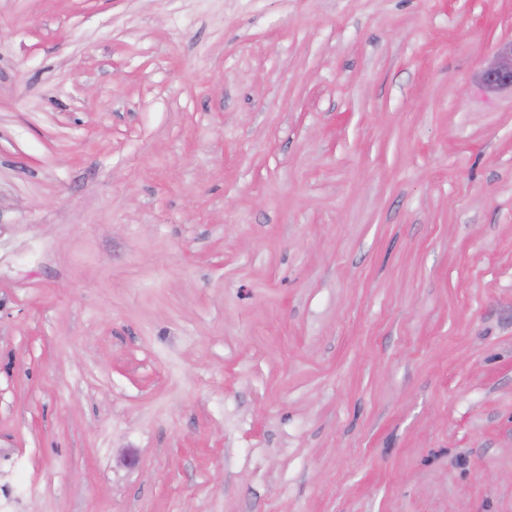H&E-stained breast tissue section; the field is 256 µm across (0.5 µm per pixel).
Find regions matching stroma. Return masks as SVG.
Returning <instances> with one entry per match:
<instances>
[{"instance_id":"1","label":"stroma","mask_w":512,"mask_h":512,"mask_svg":"<svg viewBox=\"0 0 512 512\" xmlns=\"http://www.w3.org/2000/svg\"><path fill=\"white\" fill-rule=\"evenodd\" d=\"M512 0H0V512H512ZM481 82L488 90L512 88V40L503 42L483 69Z\"/></svg>"}]
</instances>
